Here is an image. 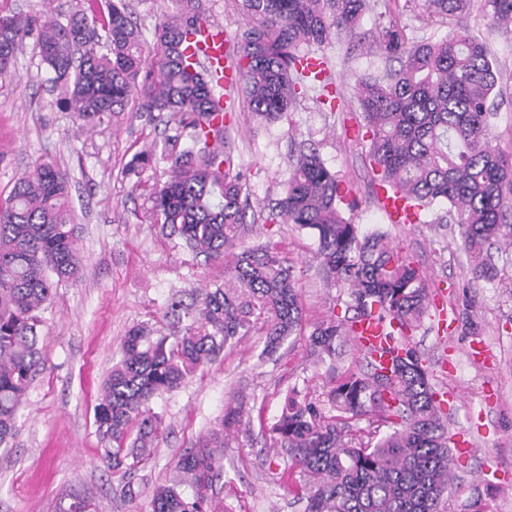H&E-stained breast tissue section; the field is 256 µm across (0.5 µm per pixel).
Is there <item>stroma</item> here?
I'll return each instance as SVG.
<instances>
[{"label": "stroma", "instance_id": "1", "mask_svg": "<svg viewBox=\"0 0 512 512\" xmlns=\"http://www.w3.org/2000/svg\"><path fill=\"white\" fill-rule=\"evenodd\" d=\"M408 34L438 39L453 19H429L426 0H399ZM93 15L105 0H0V14L36 15L47 9ZM344 100L329 108L319 91L299 95L286 120L258 122L236 101L227 135L247 174L253 207L279 193L291 166V142L317 149L325 164L351 183V217L362 231L387 232L426 276L431 301L452 312L441 324L424 317L409 341L422 356L434 387L459 395L448 414L450 433L467 432L476 450L456 459L455 478L443 496L444 512H512V248L496 252L498 275L475 277L461 247L459 227L441 221L442 209L422 211L411 226L388 223L381 211L357 131L361 116L351 102L355 78L376 70L382 57L337 41L324 50ZM497 74V113L492 120L499 150L512 154V32L490 41ZM33 41H26L12 76L0 79V203L36 161L67 170L70 214L77 226L82 268L77 280L54 288L38 328L46 369L32 384L17 417L14 452H0V512H59L67 495L90 500L96 512H146L151 490L175 474L182 449L218 428L226 406L244 395L242 424L224 439V479L217 485L224 512H303L282 473L286 456L274 448L266 425L280 415L296 389L325 399L333 374L364 366L350 337L341 338L336 364L309 349L317 322L344 315L338 288L324 279L311 236L290 224H256L247 244L270 242L293 266L301 293L303 328L274 357L263 356V336L243 337L176 391L156 398L162 434L150 461L123 498L120 474L101 462L94 423L102 383L123 336L146 324L168 331L163 311L172 294L224 279L223 259L205 260L182 248L151 223L153 187L165 182L168 162L126 171L142 151L178 153L186 142L167 115L126 111L104 116L88 129L67 112Z\"/></svg>", "mask_w": 512, "mask_h": 512}]
</instances>
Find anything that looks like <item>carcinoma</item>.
<instances>
[{
  "label": "carcinoma",
  "mask_w": 512,
  "mask_h": 512,
  "mask_svg": "<svg viewBox=\"0 0 512 512\" xmlns=\"http://www.w3.org/2000/svg\"><path fill=\"white\" fill-rule=\"evenodd\" d=\"M151 39L143 37L126 0H109L100 45L84 15L45 11L0 15V76L15 67L32 37L53 73L66 109L93 126L132 104L147 114L169 113L188 131V145L171 159V175L150 194L155 223L206 259L224 256L245 224H293L316 245L328 283L346 291L351 318L334 315L311 334L310 350L336 358V342L372 316L406 336L429 304V284L403 248L381 231L363 234L343 214L350 189L315 149L294 147L283 190L261 213L251 210L246 174L226 135L225 110L207 62L183 54L187 40L210 24L203 0H171ZM470 0H428L431 18L464 17ZM248 18L232 55L237 96L266 123L288 117L298 89L328 91L332 78L304 71L302 61L333 41L361 46L363 15L374 0H241ZM493 35L512 25V0H483ZM386 65L357 79L355 100L366 128L375 181L413 207L449 205L478 276L492 277L491 248L512 244V155L494 145L492 95L497 77L487 39L462 24L436 42L415 41L394 18L373 40ZM68 174L36 163L18 178L0 206V446L16 435L19 408L43 371L40 313L54 281L78 278L77 229L67 209ZM200 305L174 300L179 324L169 336L132 327L121 359L102 384L95 424L104 459L129 475L145 464L160 436L154 397L178 388L215 361L240 336L260 329L274 353L302 322L292 266L270 243L242 245L224 263V281L199 291ZM366 369L340 376L327 394L329 409L287 399L270 426L275 446L299 473L305 512H441L452 480L448 415L419 352L401 346L391 366L366 356ZM242 403L227 406L220 428L183 449L178 478L155 486L150 512H223L214 494L224 478V433L240 422ZM368 418L354 430L350 420Z\"/></svg>",
  "instance_id": "obj_1"
}]
</instances>
